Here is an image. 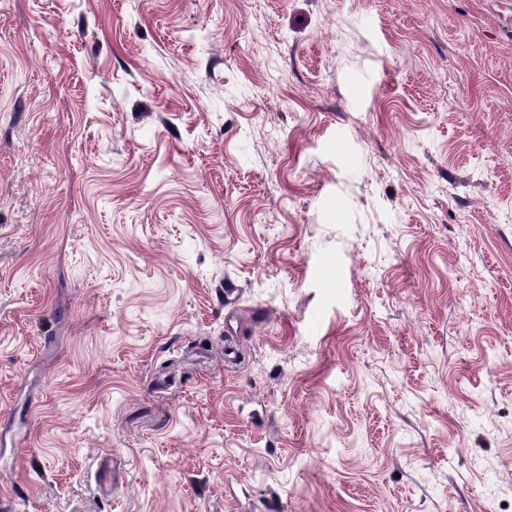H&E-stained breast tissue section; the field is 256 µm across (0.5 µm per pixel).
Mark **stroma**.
Listing matches in <instances>:
<instances>
[{"label":"stroma","mask_w":512,"mask_h":512,"mask_svg":"<svg viewBox=\"0 0 512 512\" xmlns=\"http://www.w3.org/2000/svg\"><path fill=\"white\" fill-rule=\"evenodd\" d=\"M0 512H512V0H0Z\"/></svg>","instance_id":"35a3bbf8"}]
</instances>
